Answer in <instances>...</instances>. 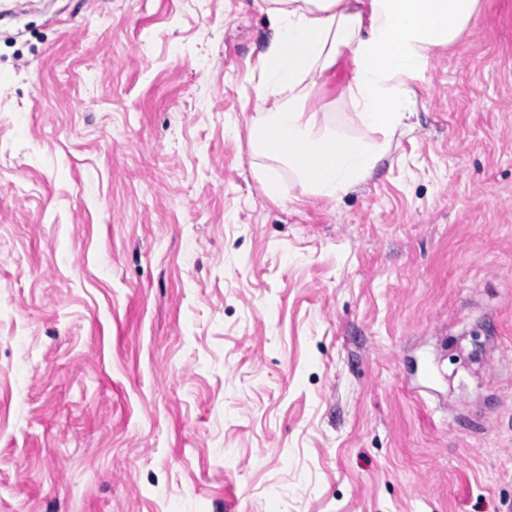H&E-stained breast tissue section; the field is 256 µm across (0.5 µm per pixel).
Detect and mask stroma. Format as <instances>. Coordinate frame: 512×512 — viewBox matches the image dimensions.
Instances as JSON below:
<instances>
[{"mask_svg": "<svg viewBox=\"0 0 512 512\" xmlns=\"http://www.w3.org/2000/svg\"><path fill=\"white\" fill-rule=\"evenodd\" d=\"M271 33L0 9V512H512V0L333 200L256 176Z\"/></svg>", "mask_w": 512, "mask_h": 512, "instance_id": "35a3bbf8", "label": "stroma"}]
</instances>
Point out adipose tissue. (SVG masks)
<instances>
[{"instance_id": "1", "label": "adipose tissue", "mask_w": 512, "mask_h": 512, "mask_svg": "<svg viewBox=\"0 0 512 512\" xmlns=\"http://www.w3.org/2000/svg\"><path fill=\"white\" fill-rule=\"evenodd\" d=\"M274 20L260 56L258 110L248 133L265 158L258 178L273 196L290 170L303 193L334 199L389 156L413 108L412 80L436 49L453 45L481 0H261ZM350 65L340 98L362 132L335 131L327 110L308 107Z\"/></svg>"}]
</instances>
